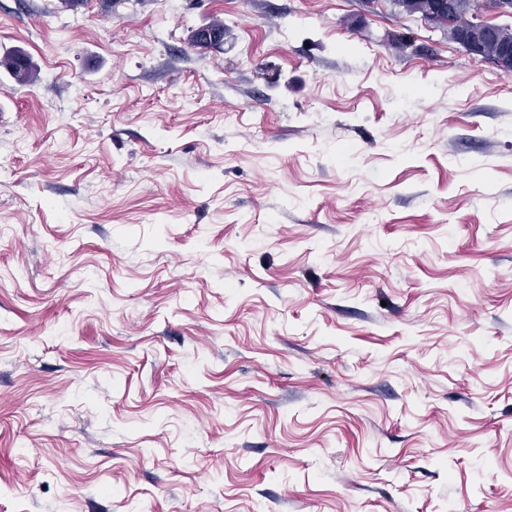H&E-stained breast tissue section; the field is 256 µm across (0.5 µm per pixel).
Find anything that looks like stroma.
<instances>
[{"label": "stroma", "mask_w": 512, "mask_h": 512, "mask_svg": "<svg viewBox=\"0 0 512 512\" xmlns=\"http://www.w3.org/2000/svg\"><path fill=\"white\" fill-rule=\"evenodd\" d=\"M17 49L0 512H512V73L391 0H0ZM0 65L7 69L20 83H29L35 78L34 64L24 52H11L6 57L1 58Z\"/></svg>", "instance_id": "stroma-1"}]
</instances>
